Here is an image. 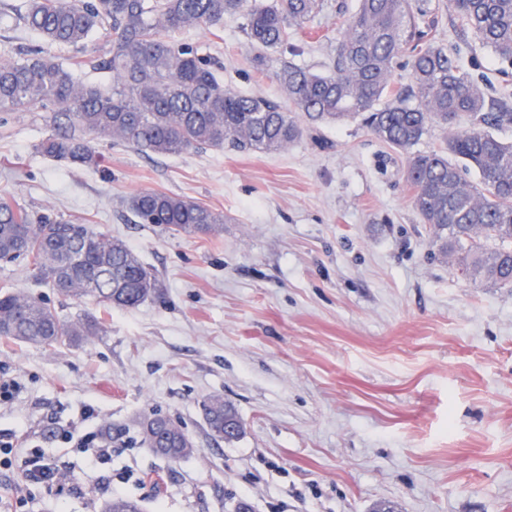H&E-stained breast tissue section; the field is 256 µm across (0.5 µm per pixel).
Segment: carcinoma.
Instances as JSON below:
<instances>
[{
    "label": "carcinoma",
    "mask_w": 512,
    "mask_h": 512,
    "mask_svg": "<svg viewBox=\"0 0 512 512\" xmlns=\"http://www.w3.org/2000/svg\"><path fill=\"white\" fill-rule=\"evenodd\" d=\"M463 37L473 36L501 63L512 67V0H450ZM322 0H25L23 26L39 37L0 62V110L48 112L54 133L39 151L74 165L96 168V139L125 144L152 156L203 149L272 153L301 135L296 113L312 122L361 118L381 142L408 151L429 127L465 116L468 127L448 137L442 151L409 156L412 204L433 231L438 254L469 280L512 288V143L494 130L512 125V100L491 97L457 55L435 44L436 21L412 0H358L336 43L332 70L313 73L293 63L275 71L286 102L247 95L224 85L212 57L168 38L174 30L209 29L241 15L250 44L265 54L288 45V30L319 13ZM111 37L100 57L63 63L44 45L78 48L99 32ZM412 76L408 90L392 93L391 76L402 54ZM112 77L91 85L78 71ZM393 102L377 109L383 97ZM475 171L478 182L465 178ZM140 224L185 234L211 232L224 212L189 198L143 190L129 200ZM23 259L58 294L90 299L106 309L132 307L161 288L139 256L89 224L33 213L0 200V260ZM93 323L61 319L48 303L24 292H0V337L52 345L79 342ZM210 430L238 419L220 398L204 404ZM170 425L162 457L177 461L190 451L189 435L171 419L153 415L141 423ZM105 512H141L137 500L115 497Z\"/></svg>",
    "instance_id": "1"
}]
</instances>
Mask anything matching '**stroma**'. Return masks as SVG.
I'll return each mask as SVG.
<instances>
[{"mask_svg": "<svg viewBox=\"0 0 512 512\" xmlns=\"http://www.w3.org/2000/svg\"><path fill=\"white\" fill-rule=\"evenodd\" d=\"M355 0H325L292 32L293 63L325 72ZM436 42L512 94V75L462 39L448 0H426ZM238 16L177 32L220 63L225 85L281 99L274 65L257 67ZM48 113L0 112V198L90 224L122 240L159 277L158 295L103 310L38 284L23 261H0V291L48 302L66 321L95 320L81 343L0 337V367L20 384L0 431L25 433L81 489L30 485L0 467L10 512H102L112 492L143 512H512V288L464 278L439 257L412 206L407 155L358 120L316 125L273 154L230 149L147 157L97 142L100 170L36 152ZM154 189L223 211L215 233L137 223L134 194ZM223 398L244 431L214 438L203 404ZM95 410L83 418L85 406ZM160 413L195 444L172 462L136 421ZM112 435L90 468L64 429Z\"/></svg>", "mask_w": 512, "mask_h": 512, "instance_id": "35a3bbf8", "label": "stroma"}]
</instances>
